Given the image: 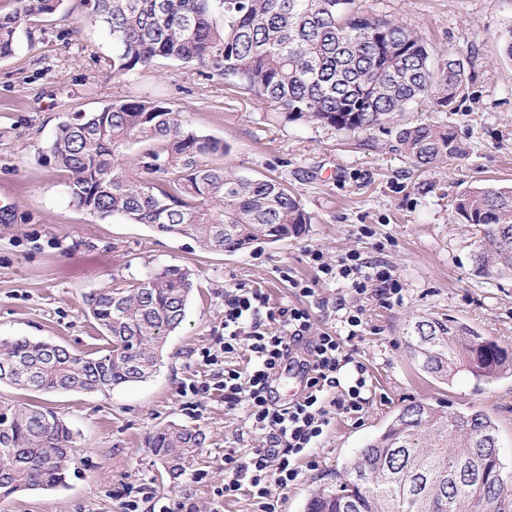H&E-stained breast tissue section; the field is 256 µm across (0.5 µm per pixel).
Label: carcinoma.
<instances>
[{
    "instance_id": "cac0c4a2",
    "label": "carcinoma",
    "mask_w": 512,
    "mask_h": 512,
    "mask_svg": "<svg viewBox=\"0 0 512 512\" xmlns=\"http://www.w3.org/2000/svg\"><path fill=\"white\" fill-rule=\"evenodd\" d=\"M64 0H13L0 12V57ZM84 21L112 39V78L161 61L193 66L208 79L260 99L287 122L338 131L382 125L413 103L453 112L464 96V63L439 59L396 21L359 12L355 0H81ZM401 153L428 170L464 151L453 127L420 122L396 134ZM47 156L67 172L73 204L103 220L144 224L236 253L300 236L311 223L299 195L272 177H242L224 166L223 141L183 127L154 100L117 99L61 123ZM452 220L478 235L474 263L485 277L512 276V185L470 188L451 204ZM194 273L171 265L86 297L107 341L105 352L76 354L26 337L0 339V382L42 393L97 392L149 379L167 337L182 324ZM406 348L421 370L449 382L512 374V350L448 316H419ZM491 415L418 401L305 504V512H492L504 479ZM204 437L169 424L150 447L173 479L185 475ZM76 455L73 430L50 410L0 412V498L66 483Z\"/></svg>"
}]
</instances>
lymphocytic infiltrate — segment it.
<instances>
[{
    "label": "lymphocytic infiltrate",
    "instance_id": "f902f5d3",
    "mask_svg": "<svg viewBox=\"0 0 512 512\" xmlns=\"http://www.w3.org/2000/svg\"><path fill=\"white\" fill-rule=\"evenodd\" d=\"M317 278L345 282L359 298L392 306L401 303L404 287L392 265L369 260L355 251L324 260L309 253ZM340 326L335 332L310 336L311 315L299 307H273L258 288L224 291V332L218 350L203 349L213 365L207 378L192 385L193 395L221 393L228 408L244 406L247 433L259 446L224 451V482L218 499L248 494L256 512H279L273 488L288 489L301 476L299 463L314 459L335 415L360 416L370 390L366 366L356 358L365 330L364 309L338 302ZM307 342L310 360L307 391L300 399L277 404L270 382L293 346Z\"/></svg>",
    "mask_w": 512,
    "mask_h": 512
}]
</instances>
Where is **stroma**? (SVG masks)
<instances>
[{
	"instance_id": "obj_1",
	"label": "stroma",
	"mask_w": 512,
	"mask_h": 512,
	"mask_svg": "<svg viewBox=\"0 0 512 512\" xmlns=\"http://www.w3.org/2000/svg\"><path fill=\"white\" fill-rule=\"evenodd\" d=\"M355 5L417 32L435 54L463 58L468 88L453 112L414 104L384 127L354 136L321 124L284 122L256 97L172 62L118 83L104 66L112 42L83 21L79 0H64L33 40H19L12 55L0 58V208L9 210L0 221V338L26 336L93 353L106 342L85 312L86 295L167 265L190 266L197 283L149 380L106 396L46 395L0 384V407L51 409L78 441L65 487L13 494L0 499V512H124L128 491L143 483L164 502L185 498L199 512H211L213 490L224 480V450L242 444L244 409H225L217 393H188L209 372L200 352L214 347L221 334L224 291L235 285L262 289L277 307L311 309L313 334L334 327L343 285L317 282L315 296L305 298L289 284L293 277L314 280L312 249L331 262L351 249L388 261L405 294L394 306L366 301L358 357L372 379L370 402L361 420L335 416L316 466L303 467L300 480L280 492L281 512H304L311 494L414 401L489 412L504 465L501 512H512V377L479 383L461 375L443 384L422 372L405 346L408 323L418 315H447L512 346V277L477 274L473 230L452 222L450 214L452 200L469 187L512 184V60L502 51L512 34V0ZM119 98L159 101L185 127L224 141V162L238 174L288 182L311 216L305 233L259 249L213 254L192 239L77 208L64 192L65 173L47 162L46 148L60 123ZM440 119L454 127L465 154L418 171L398 150L396 132ZM362 224L372 227V237L359 236ZM171 423L205 437L192 467L176 482L148 446L149 436Z\"/></svg>"
}]
</instances>
